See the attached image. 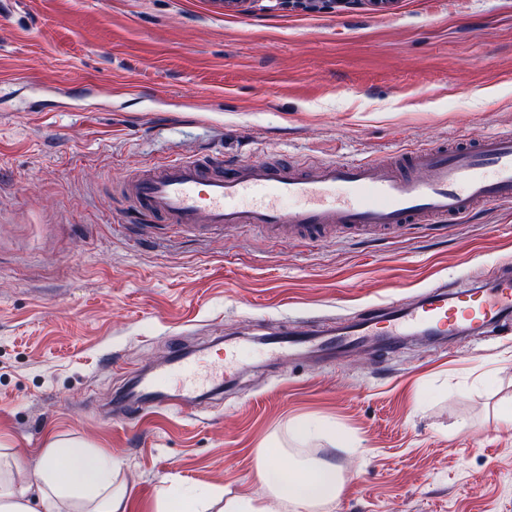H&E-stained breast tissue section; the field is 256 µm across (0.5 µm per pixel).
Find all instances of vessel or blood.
I'll list each match as a JSON object with an SVG mask.
<instances>
[{
	"instance_id": "vessel-or-blood-1",
	"label": "vessel or blood",
	"mask_w": 512,
	"mask_h": 512,
	"mask_svg": "<svg viewBox=\"0 0 512 512\" xmlns=\"http://www.w3.org/2000/svg\"><path fill=\"white\" fill-rule=\"evenodd\" d=\"M131 221L178 225L188 231L239 224L264 226L273 236L318 241L339 226L398 230L408 224L467 219L478 205L512 203V132L475 143L454 142L408 151L398 163L339 159L308 169L263 161L224 163L218 157L175 155L122 187ZM292 208L282 209L281 200ZM512 318V264L495 266L490 283L459 288L432 284L406 305L382 307L353 322L292 332H273L272 351L303 346L325 356L376 344L392 346L402 330L453 336L504 327ZM209 357L170 356L136 378L117 406L145 417L152 410H182L198 387Z\"/></svg>"
}]
</instances>
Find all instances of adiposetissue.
Segmentation results:
<instances>
[{
  "instance_id": "adipose-tissue-1",
  "label": "adipose tissue",
  "mask_w": 512,
  "mask_h": 512,
  "mask_svg": "<svg viewBox=\"0 0 512 512\" xmlns=\"http://www.w3.org/2000/svg\"><path fill=\"white\" fill-rule=\"evenodd\" d=\"M24 464L0 450V512H126L123 459L94 452L83 443L53 442L42 451L36 480ZM259 498L225 495L206 486L172 492L158 512H334L344 480L327 463L290 459L285 449L260 455Z\"/></svg>"
}]
</instances>
